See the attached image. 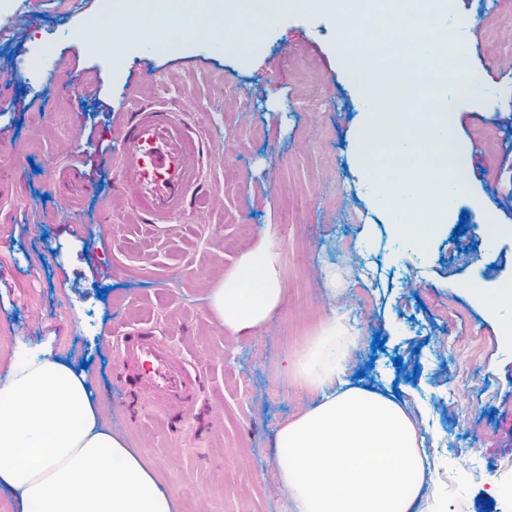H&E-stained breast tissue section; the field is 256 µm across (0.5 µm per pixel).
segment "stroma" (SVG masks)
<instances>
[{
	"label": "stroma",
	"instance_id": "35a3bbf8",
	"mask_svg": "<svg viewBox=\"0 0 512 512\" xmlns=\"http://www.w3.org/2000/svg\"><path fill=\"white\" fill-rule=\"evenodd\" d=\"M295 2L276 0L267 23L225 26L214 49L184 38L160 54L121 26L108 51L91 49L98 0H39L40 22L0 37V379L20 346L85 367L104 422L174 492V512H291L274 474L277 431L313 400L289 366L343 314L361 386L428 426L441 508L512 512V345L499 334L512 305L493 317L463 289L512 285V176L501 169L512 142L475 140L481 126H512V31H492L512 0H446L440 12L465 29L467 67L484 79L453 97L466 187L426 255L376 198L381 167L354 154L381 106L340 64L339 16ZM38 49L68 77L27 79ZM145 67L155 81L140 83ZM133 83L141 101H179L213 145L206 195L170 224L141 223L98 166ZM489 224L507 229L490 256ZM267 229L283 301L259 330L229 334L207 296ZM136 329L187 363L189 414L167 420L142 404L129 385L137 365L116 379L107 340Z\"/></svg>",
	"mask_w": 512,
	"mask_h": 512
}]
</instances>
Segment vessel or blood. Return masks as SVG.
I'll list each match as a JSON object with an SVG mask.
<instances>
[{
  "label": "vessel or blood",
  "mask_w": 512,
  "mask_h": 512,
  "mask_svg": "<svg viewBox=\"0 0 512 512\" xmlns=\"http://www.w3.org/2000/svg\"><path fill=\"white\" fill-rule=\"evenodd\" d=\"M119 160L113 187L145 224H170L193 205L204 187L207 143L197 123L177 103L126 105L115 140ZM117 355L147 362L135 385L149 403L187 411L193 406L184 367L168 344L137 333L113 340Z\"/></svg>",
  "instance_id": "b4317fda"
}]
</instances>
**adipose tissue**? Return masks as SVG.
I'll return each instance as SVG.
<instances>
[{
	"instance_id": "1",
	"label": "adipose tissue",
	"mask_w": 512,
	"mask_h": 512,
	"mask_svg": "<svg viewBox=\"0 0 512 512\" xmlns=\"http://www.w3.org/2000/svg\"><path fill=\"white\" fill-rule=\"evenodd\" d=\"M100 8L129 19L128 35L137 42L173 16L168 0H102ZM442 52L441 35L431 33L427 50L413 56L410 80L397 90L414 95L422 73L431 71L447 83V71L434 65ZM343 63L367 97L379 101L397 91L371 51H352ZM454 122V113L442 108L418 120L375 112L360 139L385 138L393 150L410 153L425 142L447 141ZM435 179L444 187L453 183L437 160L387 190L403 203L398 236L419 252L447 227V196L416 190ZM283 298L276 252L265 235L210 290L208 304L215 322L239 335L264 326ZM351 346L347 329L333 318L300 360L296 375L314 403L277 432L279 485L292 512H427L436 472L424 438L397 401L350 383ZM86 381L85 373L63 362L17 351L0 382V485L11 489L21 512H174L173 493L103 423Z\"/></svg>"
}]
</instances>
